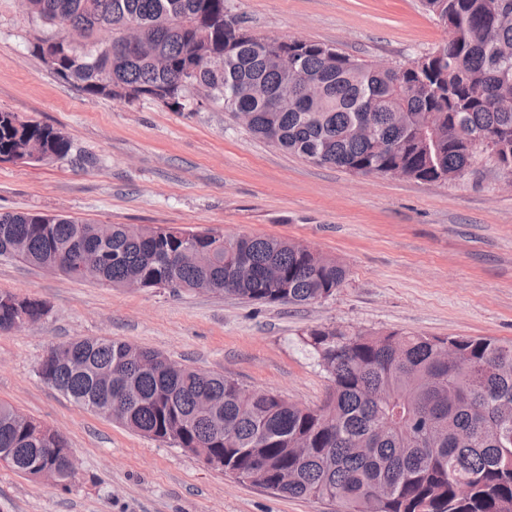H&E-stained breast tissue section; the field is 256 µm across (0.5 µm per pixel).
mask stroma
Here are the masks:
<instances>
[{
  "instance_id": "obj_1",
  "label": "stroma",
  "mask_w": 512,
  "mask_h": 512,
  "mask_svg": "<svg viewBox=\"0 0 512 512\" xmlns=\"http://www.w3.org/2000/svg\"><path fill=\"white\" fill-rule=\"evenodd\" d=\"M262 38L306 39L369 62L405 64L449 31L420 0H225ZM19 0H0V111L62 129L72 150L51 164L0 162V212L97 224H160L225 236L270 235L336 257L343 288L310 305L231 295L107 288L0 257V291L49 313L0 334V401L60 432L79 459L62 487L0 462V512H336L284 498L200 458L128 431L42 382L48 349L109 336L315 407L329 381L306 329L492 337L512 343V192L486 154L457 180L425 183L318 166L251 136L221 103L192 112L82 93L30 46L55 35Z\"/></svg>"
}]
</instances>
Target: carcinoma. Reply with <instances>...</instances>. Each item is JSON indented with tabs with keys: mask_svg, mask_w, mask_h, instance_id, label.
Wrapping results in <instances>:
<instances>
[{
	"mask_svg": "<svg viewBox=\"0 0 512 512\" xmlns=\"http://www.w3.org/2000/svg\"><path fill=\"white\" fill-rule=\"evenodd\" d=\"M21 2L34 18L80 30L77 44L39 39L31 52L41 59L49 46L51 72L88 96L190 112L200 89L227 112L249 113L253 136L318 165L442 182L463 176L481 148L512 176V0H422L459 37L387 70L324 43L245 38L225 0ZM131 26L148 39L143 54L91 41L109 31L120 44ZM70 149L63 131L0 112V162L52 163ZM194 246L214 260H190L187 241L166 229L109 224L101 233L68 216L0 213L1 257L82 281L78 257L100 252L89 281L110 288L137 280L302 305L347 280L336 258L278 237L202 235ZM6 296L0 331L17 317ZM448 340L456 363L440 357ZM302 342L331 382L314 408L108 337L50 347L37 374L102 418L112 403V421L132 432L205 449L242 482L262 459L276 496L328 500L344 512H512V344L342 326L310 327ZM47 448L69 451L62 434L0 403V453L11 467L34 477Z\"/></svg>",
	"mask_w": 512,
	"mask_h": 512,
	"instance_id": "carcinoma-1",
	"label": "carcinoma"
}]
</instances>
